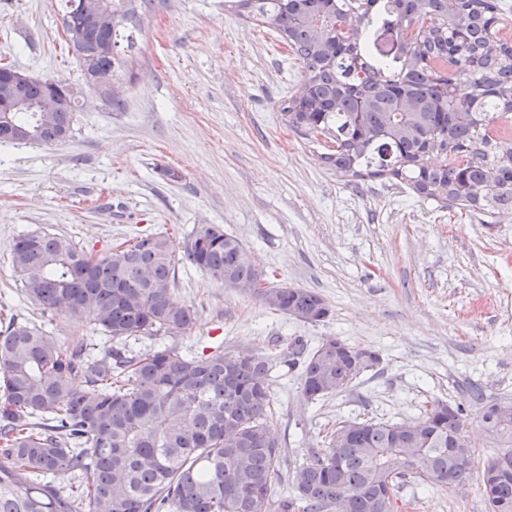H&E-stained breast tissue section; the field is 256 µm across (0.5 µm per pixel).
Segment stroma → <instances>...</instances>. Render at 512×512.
<instances>
[{"label": "stroma", "mask_w": 512, "mask_h": 512, "mask_svg": "<svg viewBox=\"0 0 512 512\" xmlns=\"http://www.w3.org/2000/svg\"><path fill=\"white\" fill-rule=\"evenodd\" d=\"M137 45L120 75L122 108L85 88L72 137L0 143V321L41 328L61 345L100 347L89 318L45 312L20 290L11 245L45 232L103 252L144 233L176 249L174 292L196 319L169 334L180 351L247 352L274 361L270 423L284 462L272 496L343 418L418 420L429 401L463 404L477 466L507 451L470 399L512 396V214L423 200L384 179L347 182L326 165L329 135L305 137L281 112L302 68L272 30L224 0H136ZM62 0H0V65L82 80ZM179 171L171 182L165 169ZM201 224L235 235L268 283L317 291L331 313L305 324L224 287L185 257ZM379 351L350 389L310 402L294 341L322 338ZM394 512H485L478 477L448 490L403 485Z\"/></svg>", "instance_id": "1"}]
</instances>
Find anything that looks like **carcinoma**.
Masks as SVG:
<instances>
[{
	"mask_svg": "<svg viewBox=\"0 0 512 512\" xmlns=\"http://www.w3.org/2000/svg\"><path fill=\"white\" fill-rule=\"evenodd\" d=\"M67 0L66 31L82 30L94 69L126 70L121 43L135 48L126 22L134 0H112L117 20L102 33ZM239 18L275 31L296 52L304 92L283 108L287 124L316 129L336 142L325 157L345 178L391 177L424 199L494 213L512 209V138L494 123L512 112V45L499 36L495 0H224ZM383 30L396 36L379 46ZM470 74V91L455 94L456 75ZM69 100L40 127L36 113H9L32 143L72 136L81 89L62 80L25 89L31 103L51 90ZM442 161L430 166L425 156ZM200 271L224 284L247 286L262 273L248 250L216 224H201L185 252ZM11 259L22 291L35 306L83 313L109 337L172 334L195 320L174 292L175 247L146 234L129 245L91 255L70 239L19 236ZM269 308L307 324L330 316L310 288H252ZM321 341L303 361L301 392L311 401L349 389L381 362L378 352ZM271 359L217 350L192 356L162 345L137 355L104 348L85 357L83 344L64 347L35 325L12 323L0 333V512H270L281 465L269 437ZM82 374L86 387L72 385ZM481 421L512 440V415L477 390ZM462 405L435 400L415 433L389 421L345 419L325 436V448L292 473L295 494L281 512H392L409 479L454 489L475 469L464 434ZM349 432L344 446L336 438ZM73 474L80 493L61 490ZM480 490L488 512H512V450L484 466Z\"/></svg>",
	"mask_w": 512,
	"mask_h": 512,
	"instance_id": "cac0c4a2",
	"label": "carcinoma"
}]
</instances>
